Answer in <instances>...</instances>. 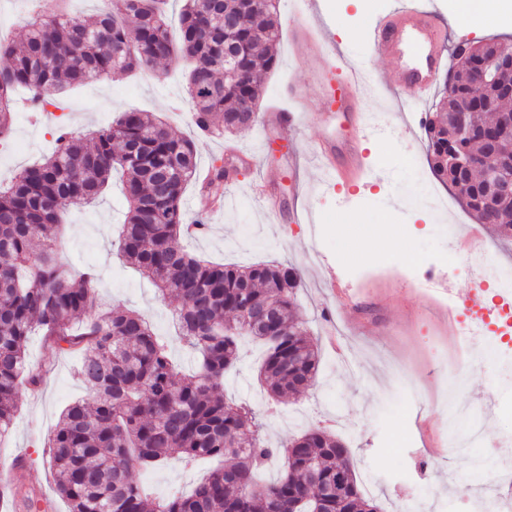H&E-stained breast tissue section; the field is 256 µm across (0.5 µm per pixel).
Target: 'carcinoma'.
I'll return each instance as SVG.
<instances>
[{"mask_svg":"<svg viewBox=\"0 0 512 512\" xmlns=\"http://www.w3.org/2000/svg\"><path fill=\"white\" fill-rule=\"evenodd\" d=\"M164 4L102 0L90 20L34 10L21 41L0 40V140L10 132L19 90L28 93L31 109L45 112L61 108L68 87L117 70L150 72L163 61L190 63L188 92L201 131L233 134L255 126L250 114L277 65V0H183L177 43ZM226 15L234 19L228 27ZM501 48L479 42L465 56L455 52L457 89L478 108L475 131L466 140L449 138L443 98L426 128L427 155L436 176L461 189L476 219L512 241V199L496 195L481 169L487 137L499 134L497 117L508 99L473 68ZM226 54L237 60V75L227 81ZM458 157L474 163L469 176L458 174ZM196 168L193 140L131 109L94 131L90 144L60 125L52 153L0 184V437L13 427L21 393L40 390L41 376L26 364L29 338L37 333L59 353L77 357L89 395L62 411L43 444L68 512H378L336 436L312 427L285 448H271L257 412L224 400L243 339L264 346L259 378L273 399L312 384L318 350L306 322L293 316L296 268L210 263L177 246L181 204ZM117 170L128 202L117 252L160 296L179 301L173 312L179 336L200 355L191 373L177 367L144 317L98 308L94 268L75 274L58 257L64 206L96 200ZM278 454L282 473L259 483L257 471ZM202 456L219 465L186 497L157 501L133 476L136 469Z\"/></svg>","mask_w":512,"mask_h":512,"instance_id":"cac0c4a2","label":"carcinoma"}]
</instances>
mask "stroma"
<instances>
[{"label": "stroma", "instance_id": "35a3bbf8", "mask_svg": "<svg viewBox=\"0 0 512 512\" xmlns=\"http://www.w3.org/2000/svg\"><path fill=\"white\" fill-rule=\"evenodd\" d=\"M324 3L338 28L333 37L336 64H357L370 77V91L360 107L378 116L380 125L366 138H359L341 114L319 120L323 90L308 76L321 62L292 45L287 36L289 16L300 10L301 0H280L278 66L267 77L260 107L265 110L280 102L289 81H304L309 121L297 142L280 141L259 124L232 136L197 135L181 68L159 65L147 75H116L67 90L57 119L40 120L17 108L9 136L0 141V182L53 150L58 122L88 134L131 108L166 120L177 135L194 138L199 170H208L227 150L247 154V161L235 162L233 170L210 188L226 197L224 211L210 216L205 235L183 237L178 244L211 262L245 266L277 261L297 267L302 280L297 303L318 345L320 365L313 386L304 393L272 401L258 381L262 348L244 343L242 357L225 381V399L269 411L267 437L276 445L313 425L336 434L350 449L360 485L380 512H420L425 505L432 512H458L457 495L443 485L442 477L452 471L466 484L480 483L484 475L472 469L470 460L486 450L464 447L433 454L438 436L448 430V411L441 403L434 369L440 363H456L464 348L459 337L447 334L433 302L422 292V272L395 259L399 253H436L443 245L432 210L414 200L420 180L416 166L427 161L424 125L439 94L431 92L423 100L396 96L398 77L391 61L371 49L366 34L389 17L391 0H382L373 9L366 0ZM344 29L359 31V38H342ZM328 137L360 139L365 152L361 182L335 190L322 187L313 150ZM294 154L301 157L304 192L296 194L292 180L284 179L282 214L277 217L259 206L250 186L258 168H287ZM435 188L447 198L458 229H480L488 237L492 261L512 265V244L500 243L490 226H476L460 201L459 189L441 182ZM126 207L117 178L93 206L66 207L63 255L74 267L95 266L101 303L145 315L166 340L173 361L191 369L193 356L172 321L174 300H162L149 282L125 267L112 247ZM302 209L319 217V233L292 220V212ZM357 215L362 218L358 224L353 221ZM328 264L349 284V299L336 298L324 287L321 275ZM28 362L42 373V390L22 394L12 430L0 438V469L10 468L14 458H26V468L17 475L21 490L50 492L54 483L44 462L43 442L62 409L86 392L75 376V358L59 355L40 336L29 341ZM469 376L468 403L512 399V375L487 373L477 366ZM416 394L422 397L423 410L412 406ZM209 468L208 461L199 460L185 467L139 471L135 478L156 497L166 498L189 493Z\"/></svg>", "mask_w": 512, "mask_h": 512}]
</instances>
